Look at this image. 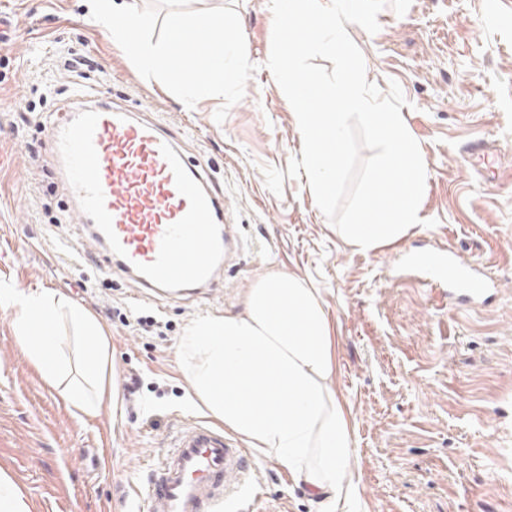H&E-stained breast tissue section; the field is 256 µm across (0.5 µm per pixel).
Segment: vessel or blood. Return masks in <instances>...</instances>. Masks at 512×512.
<instances>
[{
	"instance_id": "b4317fda",
	"label": "vessel or blood",
	"mask_w": 512,
	"mask_h": 512,
	"mask_svg": "<svg viewBox=\"0 0 512 512\" xmlns=\"http://www.w3.org/2000/svg\"><path fill=\"white\" fill-rule=\"evenodd\" d=\"M53 125L51 138L80 222L110 268L139 288L174 295L224 279V195L190 160L177 132L115 104H85ZM430 287L466 305L495 290L476 263L440 252L417 258ZM247 471L245 455L222 430L184 424L173 452L146 489L148 512H208Z\"/></svg>"
}]
</instances>
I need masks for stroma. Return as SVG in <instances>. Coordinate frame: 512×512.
I'll return each mask as SVG.
<instances>
[{
  "instance_id": "1",
  "label": "stroma",
  "mask_w": 512,
  "mask_h": 512,
  "mask_svg": "<svg viewBox=\"0 0 512 512\" xmlns=\"http://www.w3.org/2000/svg\"><path fill=\"white\" fill-rule=\"evenodd\" d=\"M235 2L257 67L223 123L222 101L186 107L143 79L83 0H0L14 33L0 45V286L56 291L85 306L110 343L117 403L88 417L67 407L18 346L0 305V475L27 512H147L142 492L182 423L205 419L188 402L177 345L196 320L241 310L258 277L292 274L315 288L336 329L329 387L349 419L339 508L275 461L247 453L248 474L213 512H512V0H413L384 8L380 29L347 31L369 82L397 81L401 112L428 168L422 216L397 242L359 252L318 209L306 177H289L302 135L266 66L268 0H191L200 10ZM103 67L84 80L60 48ZM184 131L224 192L240 240L224 283L184 296L141 293L101 265L86 240L56 161L50 127L74 91ZM495 141L498 164L466 152ZM453 248L482 260L496 296L455 306L424 285L404 255Z\"/></svg>"
}]
</instances>
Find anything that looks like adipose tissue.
I'll use <instances>...</instances> for the list:
<instances>
[{"mask_svg":"<svg viewBox=\"0 0 512 512\" xmlns=\"http://www.w3.org/2000/svg\"><path fill=\"white\" fill-rule=\"evenodd\" d=\"M13 309L19 345L43 378L79 412L95 415L116 398L107 379L108 339L91 312L48 291L0 290ZM64 316L83 350V384L62 382L55 320ZM193 402L257 458H274L291 477L335 502L351 498L343 475L350 450L348 420L328 381L337 343L315 289L295 276L261 275L241 311L193 323L179 342Z\"/></svg>","mask_w":512,"mask_h":512,"instance_id":"1","label":"adipose tissue"}]
</instances>
